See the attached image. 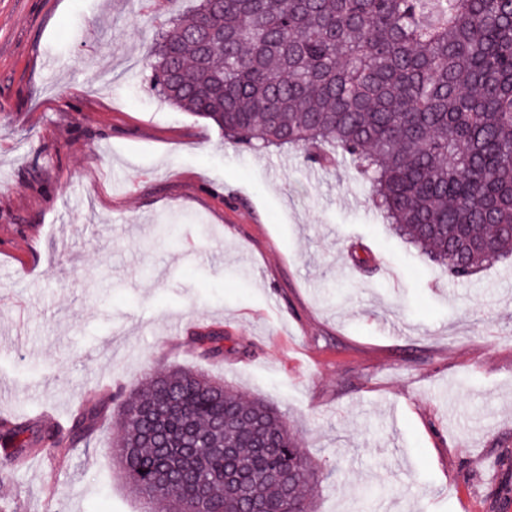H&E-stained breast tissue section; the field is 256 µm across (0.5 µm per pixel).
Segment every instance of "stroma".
Here are the masks:
<instances>
[{"label":"stroma","mask_w":512,"mask_h":512,"mask_svg":"<svg viewBox=\"0 0 512 512\" xmlns=\"http://www.w3.org/2000/svg\"><path fill=\"white\" fill-rule=\"evenodd\" d=\"M194 7L0 0V413L49 426L176 365L285 416L318 467L312 512H353L365 485L370 512H505L512 257L454 281L349 164L314 176L156 95L144 57ZM118 421L0 474V501L141 512ZM194 335V341L202 356L210 359L224 357V333L222 331L210 329L197 332Z\"/></svg>","instance_id":"35a3bbf8"}]
</instances>
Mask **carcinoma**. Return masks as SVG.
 Segmentation results:
<instances>
[{"mask_svg": "<svg viewBox=\"0 0 512 512\" xmlns=\"http://www.w3.org/2000/svg\"><path fill=\"white\" fill-rule=\"evenodd\" d=\"M146 65L153 91L230 138L350 161L388 223L452 279L512 253V0H199ZM194 341L224 357L223 332ZM107 401L121 408L112 455L150 512H240L234 470L266 512H310L318 477L266 400L176 367ZM104 417L81 407L63 432L1 420L0 465L84 444Z\"/></svg>", "mask_w": 512, "mask_h": 512, "instance_id": "1", "label": "carcinoma"}]
</instances>
